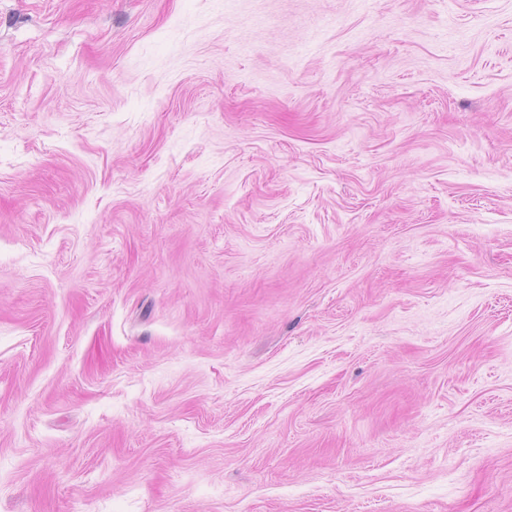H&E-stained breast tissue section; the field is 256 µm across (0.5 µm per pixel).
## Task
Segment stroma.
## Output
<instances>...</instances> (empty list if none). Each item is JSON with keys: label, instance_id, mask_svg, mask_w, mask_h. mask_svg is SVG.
Wrapping results in <instances>:
<instances>
[{"label": "stroma", "instance_id": "stroma-1", "mask_svg": "<svg viewBox=\"0 0 512 512\" xmlns=\"http://www.w3.org/2000/svg\"><path fill=\"white\" fill-rule=\"evenodd\" d=\"M0 512H512V0H0Z\"/></svg>", "mask_w": 512, "mask_h": 512}]
</instances>
